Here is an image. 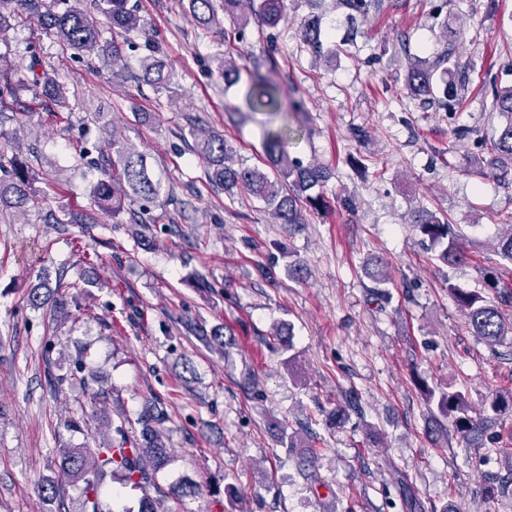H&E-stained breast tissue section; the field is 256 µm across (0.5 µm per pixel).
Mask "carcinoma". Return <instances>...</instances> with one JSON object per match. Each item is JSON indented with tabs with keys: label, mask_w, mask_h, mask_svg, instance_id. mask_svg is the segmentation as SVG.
<instances>
[{
	"label": "carcinoma",
	"mask_w": 512,
	"mask_h": 512,
	"mask_svg": "<svg viewBox=\"0 0 512 512\" xmlns=\"http://www.w3.org/2000/svg\"><path fill=\"white\" fill-rule=\"evenodd\" d=\"M248 2L250 14L263 25L274 28L285 15V0H221L222 11L234 14L242 2ZM21 9L33 18L41 33L64 46L90 58L103 56L117 65L121 61L122 48L114 42L110 46L102 43V30L96 14L104 15L115 34H128L141 28V18L130 0H16ZM338 4L366 15L379 6L380 0H336ZM198 28L208 34L219 23L214 0H189ZM301 43L315 53H322V29L319 19L313 17L301 21L297 31ZM146 54L139 58V80L155 92L163 93L178 85V74L159 56L151 43L145 44ZM454 52L446 48L433 60L426 61L407 56L408 66L404 89L409 98L442 109L460 105L469 79L461 70ZM215 71L227 82L238 80L239 67L232 56L224 54L216 58ZM29 69L32 86L41 101L62 102L66 91L49 73L39 56L31 55ZM248 105L253 110L276 113L281 111L279 88L267 78L259 77L252 84ZM493 110L506 117L505 124L492 142L490 165L500 178L512 172V86L497 92L492 101ZM195 154L202 162L210 182L230 190L239 188L258 200L270 210L280 224H302V205L317 210L324 205V197L311 195V191L326 182L328 172L316 165H303L288 154L287 144L291 140V125L286 123L273 130L264 131L265 165L271 173L256 166H249L239 159L223 136L204 129L192 131ZM101 174L96 181L93 194L96 202L112 213L124 209L126 200L134 198L144 214L162 200L165 193L161 178L148 166L137 147L129 142L112 141V152L90 161ZM0 170L8 174L10 183L0 178V200L5 193L14 197L12 205L24 208L36 201L35 191L29 186L24 164L11 160L0 161ZM413 223L419 225L429 244L440 249V257L448 264L463 258L458 239L452 234L448 220L435 213L422 210L415 215ZM497 249L504 259L512 263V224L506 225L497 236ZM62 288L78 289L76 282H58L55 287L31 290L30 305L40 309L50 308L53 316L62 320L73 317L67 299L59 294ZM457 305L466 317L469 332L489 345L502 342L509 332L498 306L489 303L478 291L450 289ZM430 399H437L439 414L450 420L455 429L470 438L480 440L484 433V422L470 415L466 395L460 391L435 392L426 389ZM163 413L156 406L145 407L137 417L141 427L138 439L128 436L126 422L114 429L112 437L103 440L94 448H61L60 479L68 483H83L78 512H103L102 484L104 478L129 485L142 492L137 512H175L168 506L171 498L177 500L196 499L201 495L199 485L190 478L182 479L170 491L158 487L153 480L156 469L166 464L168 451L164 433L159 429Z\"/></svg>",
	"instance_id": "cac0c4a2"
}]
</instances>
